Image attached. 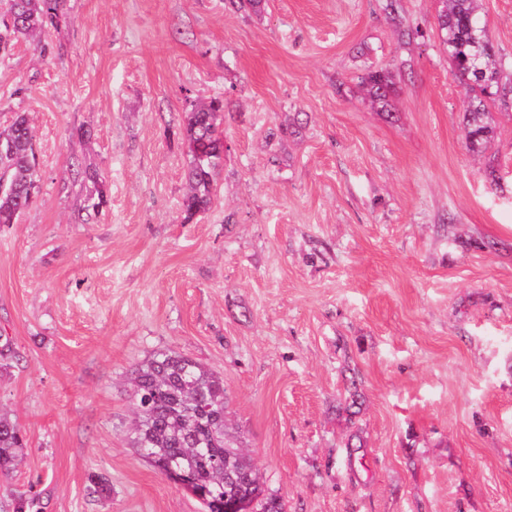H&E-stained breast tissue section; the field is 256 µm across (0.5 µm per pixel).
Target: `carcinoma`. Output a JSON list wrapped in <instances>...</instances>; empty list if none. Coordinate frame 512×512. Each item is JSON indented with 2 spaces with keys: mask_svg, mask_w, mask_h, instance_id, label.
I'll list each match as a JSON object with an SVG mask.
<instances>
[{
  "mask_svg": "<svg viewBox=\"0 0 512 512\" xmlns=\"http://www.w3.org/2000/svg\"><path fill=\"white\" fill-rule=\"evenodd\" d=\"M67 0H10L3 21L0 49L12 36H32L58 28L66 18ZM438 30L455 74L470 85L473 96L463 116L462 131L470 151L483 154L493 136L488 102L512 93L501 83L500 66L479 16V0H440ZM483 68L482 76L473 64ZM372 102L392 115L396 92L393 76L372 71L361 77ZM223 102L193 105L181 130L187 146L189 189L183 198L184 220L209 210L215 202L217 177L224 166V136L220 129ZM36 154L27 114L13 115L0 132V170L10 173L0 189V225L13 224L35 195ZM92 183L80 211L91 217L106 203L107 187L98 175L74 171ZM130 399L136 417L129 441L137 453L164 470L173 464L190 472L195 492L221 500L230 492L255 499L260 512H281L279 501L263 495L260 477L238 438L226 427L224 377L195 360L173 351L157 352L132 372ZM27 447L26 432L0 412V476L7 477Z\"/></svg>",
  "mask_w": 512,
  "mask_h": 512,
  "instance_id": "cac0c4a2",
  "label": "carcinoma"
}]
</instances>
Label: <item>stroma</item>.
<instances>
[{
	"label": "stroma",
	"instance_id": "35a3bbf8",
	"mask_svg": "<svg viewBox=\"0 0 512 512\" xmlns=\"http://www.w3.org/2000/svg\"><path fill=\"white\" fill-rule=\"evenodd\" d=\"M438 6L67 0L50 54L0 51V129L28 114L37 184L0 226V408L28 437L0 512L29 491L42 512H203L127 439V377L161 350L223 375L284 512H512V94L489 107L494 189ZM481 21L511 80L512 0ZM376 69L391 120L360 87ZM215 98L224 167L188 222L179 131ZM75 167L107 186L86 224Z\"/></svg>",
	"mask_w": 512,
	"mask_h": 512
}]
</instances>
